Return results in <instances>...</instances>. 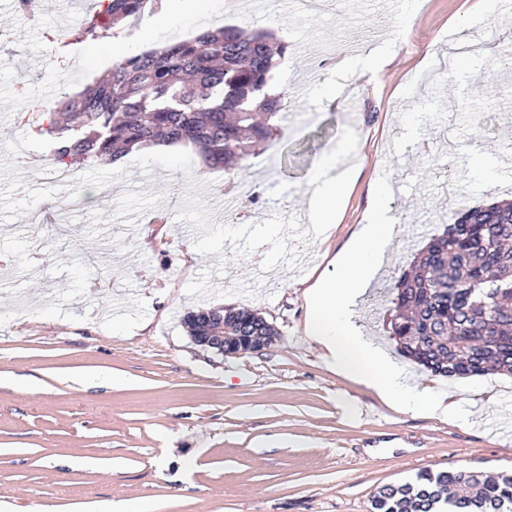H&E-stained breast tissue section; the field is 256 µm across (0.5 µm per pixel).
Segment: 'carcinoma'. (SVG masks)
Wrapping results in <instances>:
<instances>
[{"instance_id":"carcinoma-1","label":"carcinoma","mask_w":512,"mask_h":512,"mask_svg":"<svg viewBox=\"0 0 512 512\" xmlns=\"http://www.w3.org/2000/svg\"><path fill=\"white\" fill-rule=\"evenodd\" d=\"M163 0H105L103 9L57 41L62 53L105 37H135ZM288 44L267 30L238 26L205 29L135 55L117 56L110 72L65 96L48 110L40 135L50 161L114 162L158 144L190 145L208 167L234 168L269 145L281 118L272 90L275 55ZM400 313L389 336L401 354L444 378L512 375V203L477 206L456 214L414 256L391 288ZM224 315V335L238 350L279 332L259 312L235 306ZM484 337L476 354L450 336ZM512 512V477L477 471H422L412 483L387 484L372 497L373 512Z\"/></svg>"}]
</instances>
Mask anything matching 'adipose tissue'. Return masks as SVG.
I'll return each mask as SVG.
<instances>
[{
    "label": "adipose tissue",
    "mask_w": 512,
    "mask_h": 512,
    "mask_svg": "<svg viewBox=\"0 0 512 512\" xmlns=\"http://www.w3.org/2000/svg\"><path fill=\"white\" fill-rule=\"evenodd\" d=\"M347 185L344 176L319 180L309 200L311 224L329 226ZM392 192L390 184L378 186L377 202L366 224L334 261L332 275L320 278L314 286L306 332L322 347L329 366L365 384L380 399L405 412H441L443 400L408 385L401 370L360 336L353 322L355 301L369 287L399 230L397 215L385 205Z\"/></svg>",
    "instance_id": "ef3b65f1"
}]
</instances>
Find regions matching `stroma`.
Listing matches in <instances>:
<instances>
[{
    "label": "stroma",
    "mask_w": 512,
    "mask_h": 512,
    "mask_svg": "<svg viewBox=\"0 0 512 512\" xmlns=\"http://www.w3.org/2000/svg\"><path fill=\"white\" fill-rule=\"evenodd\" d=\"M83 0L35 15L0 0V512H101L147 498L159 512H370L373 493L448 468L512 475V376L446 379L400 360L408 383L454 395L464 423L405 413L328 368L307 336L306 292L364 224L376 183L401 231L394 257L354 308L388 356L385 287L456 211L512 201L499 160L512 125V4L504 0H211L208 21L151 18L127 54L201 25L271 29L288 44L275 71L292 122L232 172L172 145L50 174L38 113L112 66L108 39L53 53L50 34ZM501 41L427 82L448 35ZM388 45L379 72L336 75L338 54ZM355 87L353 99L319 86ZM357 173L328 232L303 196L328 153ZM254 195L224 220L226 182ZM63 226L50 234L44 212ZM287 224V240L265 237ZM257 310L280 333L266 350L220 356L195 345L190 310Z\"/></svg>",
    "instance_id": "stroma-1"
}]
</instances>
